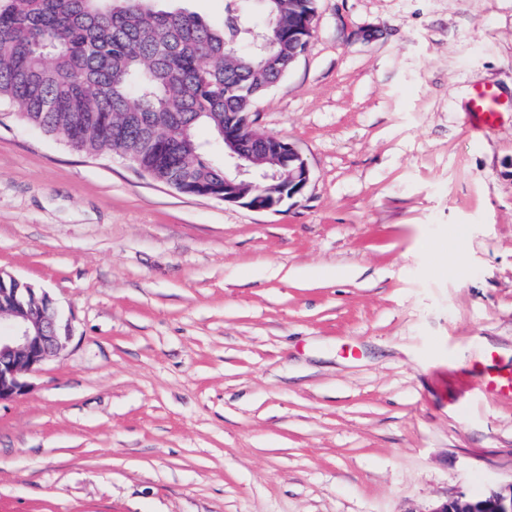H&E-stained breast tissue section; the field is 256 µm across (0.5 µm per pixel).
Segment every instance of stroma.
<instances>
[{
    "label": "stroma",
    "instance_id": "35a3bbf8",
    "mask_svg": "<svg viewBox=\"0 0 512 512\" xmlns=\"http://www.w3.org/2000/svg\"><path fill=\"white\" fill-rule=\"evenodd\" d=\"M501 112L471 121L473 87ZM254 211L0 103V269L70 335L0 402V512H434L512 484V0H317ZM481 392L490 395H512V373H491L486 371L483 379L479 382Z\"/></svg>",
    "mask_w": 512,
    "mask_h": 512
}]
</instances>
